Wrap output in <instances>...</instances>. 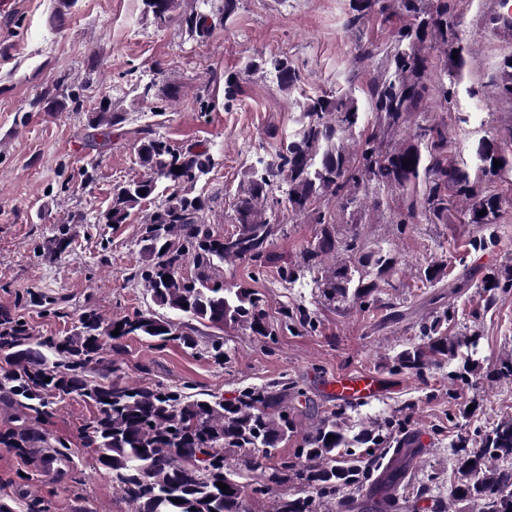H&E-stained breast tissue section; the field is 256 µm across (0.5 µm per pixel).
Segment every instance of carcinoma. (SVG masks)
I'll return each mask as SVG.
<instances>
[{
  "mask_svg": "<svg viewBox=\"0 0 512 512\" xmlns=\"http://www.w3.org/2000/svg\"><path fill=\"white\" fill-rule=\"evenodd\" d=\"M455 0H349L346 27L359 30L372 16L389 17L398 9L402 24L385 51L379 74L368 84L363 108L351 92L306 95L300 127L273 154L256 158L237 191L233 232L219 235L205 223V200L193 194L195 185L214 167L206 150L174 149L166 141L147 137L137 152L145 173L116 188L112 205L103 215L107 224H123L131 210L152 198L160 185L169 195L155 207L138 240L142 264L134 277L151 299L181 317L175 321L155 311L138 309L130 315L106 320L97 312L83 313L73 334L59 342L36 341L25 324L1 313L14 334L0 337V350L14 369L3 376L11 393L38 401L27 405L36 413L47 406L38 389L77 391L96 408L90 429L100 464L112 476L123 496L138 504V512H244L242 501L248 484L230 469L224 455L228 448L262 449L263 458L288 438L292 423L281 405L283 392L275 387L246 389L238 398H199L161 385L130 386L115 378L94 383L87 369L102 361L104 349L120 352L128 336L177 341L196 347L195 321L222 329L236 325L257 336L272 330L256 293L243 284L228 287L217 277L218 265L231 259L261 263L270 240L284 232L270 219L282 204L324 229L308 261L342 250L347 260L322 270L315 287L330 299L363 302L395 272L397 258L384 248L365 250L357 237L336 238V225L356 224L365 210L368 194L381 207L383 196L402 192L403 203L392 211L393 223L407 224L422 218L429 224H446L458 200L467 203L464 218L470 224H495L503 195L491 183L512 172V155L504 153L493 137L481 139L471 164L448 159V124L429 119L432 103L448 104L462 82L467 59L462 39L449 21ZM155 22L174 19L177 0H143ZM191 37H207L213 13L195 9L181 16ZM445 51L444 69L434 71L429 50ZM253 67L275 75L286 90L297 88L299 70L277 55L262 57ZM500 96L512 99V56L500 66L495 83ZM422 115L410 127L411 118ZM120 121L110 105L93 113L88 127L108 136L105 126ZM502 162L494 167V161ZM181 171H175V168ZM144 194H139V191ZM484 215H479L480 211ZM193 273L186 275L183 266ZM482 285L492 292L512 286V267L486 277ZM188 307H183V304ZM119 330V335L112 331ZM464 342L440 331V322L425 330L423 343L402 350L396 357L400 369L419 371L424 366L453 360ZM56 354L45 367L43 348ZM334 439H328V436ZM411 447L410 433H388L364 427L350 436L336 416L324 418L306 436L301 467L283 460L275 473L263 477L253 491L264 492L277 482L276 472L295 471L308 488L304 497L280 501L278 512H318V503L344 487L362 490L372 481L381 494L380 505H396L397 478ZM350 448H393L388 462L350 464L338 461ZM457 481L450 495L474 505L512 512V466L495 468L494 462L512 459V419L503 420L483 434L479 447L455 445ZM228 485L221 490L219 483ZM180 503L175 504L173 500Z\"/></svg>",
  "mask_w": 512,
  "mask_h": 512,
  "instance_id": "1",
  "label": "carcinoma"
}]
</instances>
